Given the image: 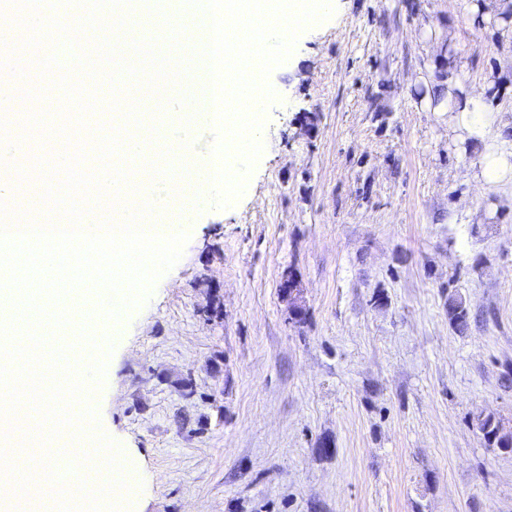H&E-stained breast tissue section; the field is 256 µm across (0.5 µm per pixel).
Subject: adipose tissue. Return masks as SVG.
I'll return each instance as SVG.
<instances>
[{"instance_id":"1","label":"adipose tissue","mask_w":512,"mask_h":512,"mask_svg":"<svg viewBox=\"0 0 512 512\" xmlns=\"http://www.w3.org/2000/svg\"><path fill=\"white\" fill-rule=\"evenodd\" d=\"M449 90L437 107L448 114V126L456 139L478 141L482 145L474 177L484 195L497 194L512 184V139L504 138L500 114L491 107L487 91L462 90L457 78H449Z\"/></svg>"}]
</instances>
